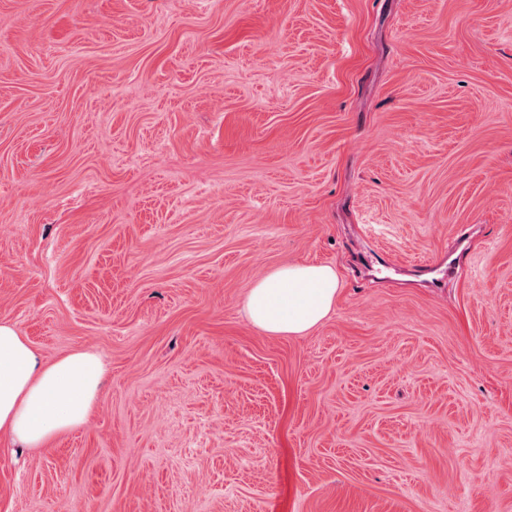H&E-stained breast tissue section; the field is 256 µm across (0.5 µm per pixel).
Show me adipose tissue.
Returning <instances> with one entry per match:
<instances>
[{
	"label": "adipose tissue",
	"instance_id": "adipose-tissue-1",
	"mask_svg": "<svg viewBox=\"0 0 512 512\" xmlns=\"http://www.w3.org/2000/svg\"><path fill=\"white\" fill-rule=\"evenodd\" d=\"M334 266L275 267L244 294L243 315L269 336H303L336 309ZM100 355L77 347L49 360L13 323L0 320V435L42 448L79 426L103 395Z\"/></svg>",
	"mask_w": 512,
	"mask_h": 512
}]
</instances>
